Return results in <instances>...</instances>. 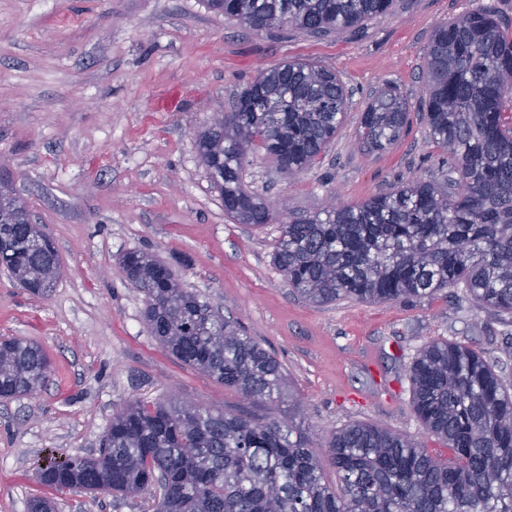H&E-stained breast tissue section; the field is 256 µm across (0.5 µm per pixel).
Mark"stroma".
<instances>
[{
	"mask_svg": "<svg viewBox=\"0 0 512 512\" xmlns=\"http://www.w3.org/2000/svg\"><path fill=\"white\" fill-rule=\"evenodd\" d=\"M483 5L512 23V0H404L353 32L256 33L206 0H0V171L52 238L61 275L37 298L0 269V341L38 343L51 363L34 396L0 398V512H152L150 496L53 492L35 472L47 455H90L129 402L190 401L264 419L257 406L177 360L150 335L144 295L120 256H158L184 288L237 320L282 363L286 390L316 454L327 436L372 423L421 439L409 369L441 339L475 347L512 384V317L480 308L465 285L409 301L315 305L272 262L281 221L236 223L200 162L196 139L261 71L306 59L350 92L347 118L309 169L288 175L251 155L246 188L315 213L397 189L446 160L420 116L426 49L435 27ZM397 85L410 125L380 154L357 145L367 101Z\"/></svg>",
	"mask_w": 512,
	"mask_h": 512,
	"instance_id": "obj_1",
	"label": "stroma"
}]
</instances>
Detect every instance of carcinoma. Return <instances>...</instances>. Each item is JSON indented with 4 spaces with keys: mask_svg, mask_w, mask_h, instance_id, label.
Masks as SVG:
<instances>
[{
    "mask_svg": "<svg viewBox=\"0 0 512 512\" xmlns=\"http://www.w3.org/2000/svg\"><path fill=\"white\" fill-rule=\"evenodd\" d=\"M256 32L284 26L326 35L393 12L400 0H207ZM422 118L448 155V188L431 174L351 205L331 199L313 215L288 206L272 254L285 282L307 301L422 299L460 283L484 309L512 314V26L490 5L437 26L427 50ZM347 94L314 62L285 61L259 73L224 126L207 127L198 152L224 211L241 224L278 219L270 201L245 189L243 170L262 149L281 168L311 167L344 123ZM409 108L388 85L360 117L358 147L388 149L406 131ZM457 177H451V174ZM26 207L0 198V263L34 296L61 274L51 240L35 249ZM120 265L144 295L152 336L181 362L252 403L285 400L281 363L198 295L180 287L153 255L125 253ZM50 363L23 338L0 342V397L44 386ZM423 430L451 457L384 426L332 432L331 483L293 418L262 422L191 402L135 401L112 416L106 447L93 457L50 461L37 481L148 494L156 512H512V394L475 348L424 344L410 368Z\"/></svg>",
    "mask_w": 512,
    "mask_h": 512,
    "instance_id": "obj_1",
    "label": "carcinoma"
}]
</instances>
